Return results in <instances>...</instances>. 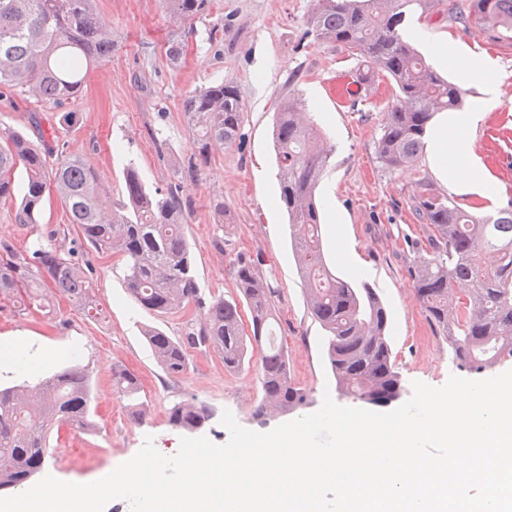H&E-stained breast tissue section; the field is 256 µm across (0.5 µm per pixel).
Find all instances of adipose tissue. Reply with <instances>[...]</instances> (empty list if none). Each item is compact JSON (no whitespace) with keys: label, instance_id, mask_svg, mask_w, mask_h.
<instances>
[{"label":"adipose tissue","instance_id":"obj_1","mask_svg":"<svg viewBox=\"0 0 512 512\" xmlns=\"http://www.w3.org/2000/svg\"><path fill=\"white\" fill-rule=\"evenodd\" d=\"M435 59L439 63L455 61L458 69L477 79L482 85L485 100H493L498 90V66L485 57L477 56L462 44H444L437 48ZM460 120L447 113H438L432 120L424 148L426 161L439 183L448 184L451 191L460 194H484L489 186L483 175V164L474 151L472 140L465 135L449 137L448 131ZM466 163L469 174L459 180H449L448 173L459 163Z\"/></svg>","mask_w":512,"mask_h":512}]
</instances>
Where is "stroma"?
Here are the masks:
<instances>
[{
    "label": "stroma",
    "mask_w": 512,
    "mask_h": 512,
    "mask_svg": "<svg viewBox=\"0 0 512 512\" xmlns=\"http://www.w3.org/2000/svg\"><path fill=\"white\" fill-rule=\"evenodd\" d=\"M465 2L435 0L428 13L413 14L407 25L420 28L416 45L425 57L454 40L496 61L501 69L498 101L471 132L474 149L494 182L493 197L458 198L466 209L488 214L512 201V45L465 33L452 22L450 9ZM94 6L111 24L116 40L111 58L90 73L81 94L66 105L79 114V122L59 126L58 108L36 107L18 88L0 98L1 125L31 134L34 111L56 123L60 148L81 156L117 205L125 197L127 167H135L150 189L165 191L176 184L174 162L184 163L198 154L183 116L185 98L211 82L235 83L245 112L242 144L212 149L201 177L185 188L191 205L184 233L204 293L235 297L233 264L240 257L253 261L261 276L270 280L278 292L275 315L278 336L288 351L289 376L310 393L317 408L325 390L335 386L326 363V338L307 307L288 216L274 205V108L288 92L299 93L334 148L318 186L327 262L339 276L375 288L384 301L404 385L419 380L440 386L449 376L467 377L415 296L418 259L430 247L429 229L416 220L408 203L411 175L381 169L376 159L374 143L393 86L381 77L371 90L342 94V86L357 80L358 65L347 54L305 35L312 0H217L211 16L190 23L164 12L160 0H95ZM217 23L224 30L218 35L222 46L215 49L208 35ZM173 30L185 34L188 43L186 55L175 66L164 52L167 34ZM219 202L225 210L221 216L214 211ZM219 233L224 236L220 250L214 245ZM94 266L96 299L107 312L105 320H90L79 305L65 300L51 322L36 314L20 315L9 301H0V345H29L39 358L31 371L0 365V387L33 384L71 364L84 366L91 375L96 428L63 426L51 433L45 473L68 482L96 481L132 458L148 435L161 454L174 455L183 432L170 425L168 409L192 397L208 402L217 413L202 430L214 443L228 439L218 419L226 409L255 431L278 426V419L255 415L260 392L256 366L228 372L215 353L194 351L186 373L167 377L143 331L157 324L170 335H181L183 317L159 318L137 307L117 257H97ZM116 364L125 365L141 380V396L151 408L142 424L133 422L112 390Z\"/></svg>",
    "instance_id": "1"
}]
</instances>
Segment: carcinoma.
Instances as JSON below:
<instances>
[{
  "mask_svg": "<svg viewBox=\"0 0 512 512\" xmlns=\"http://www.w3.org/2000/svg\"><path fill=\"white\" fill-rule=\"evenodd\" d=\"M94 0H0V97L22 88L38 103L60 107L87 83L90 68L112 56V26L96 12ZM433 0H313L305 35L357 60L361 81L378 75L391 80L395 94L387 106L375 153L381 167L413 174L409 204L430 226L432 257L420 261L415 294L429 322L448 339L460 366L475 373L512 357V203L479 218L428 178L418 174L427 126L437 112L458 110L467 90L439 74L403 35L409 13L429 11ZM217 0H162L163 9L186 21L212 15ZM450 18L468 32L512 41V0H468ZM187 44L179 34L167 39L165 54L180 62ZM305 104L290 93L274 116L279 192L276 204L297 225L295 244L313 318L327 335L326 360L336 392L373 407H387L403 385L390 342L388 311L374 289L336 275L329 267L316 195L333 151L306 118ZM198 155L180 169V180L165 194L145 186L137 172L125 174L124 201L112 207L94 170L81 159L58 156L57 137L40 133L35 144L15 131L0 133V201L15 199L12 173L25 169L26 184L15 204L18 224H39L45 194L54 191L78 226L72 238L46 228L20 251L0 239V296L19 311L50 314L65 297L85 315L104 313L92 288L95 255L124 261L127 290L143 309L159 317L182 313L185 330L170 336L149 327L144 338L164 373L176 377L189 368V352H213L227 371L251 362L259 367L257 415L276 417L310 403L309 392L288 375V355L273 334L276 290L256 266L240 259L234 275L240 300L207 296L199 288L190 245L183 232L189 201L183 184L194 182L208 163L212 146L241 144L243 100L237 85L203 86L183 104ZM491 253L488 267L482 255ZM51 287H44V282ZM249 311L244 325L240 303ZM112 389L142 423L149 415L137 375L112 367ZM215 410L199 399L175 402L168 421L198 430ZM95 428L90 377L79 366H65L36 384L0 388V492L24 487L47 462L53 429Z\"/></svg>",
  "mask_w": 512,
  "mask_h": 512,
  "instance_id": "obj_1",
  "label": "carcinoma"
}]
</instances>
